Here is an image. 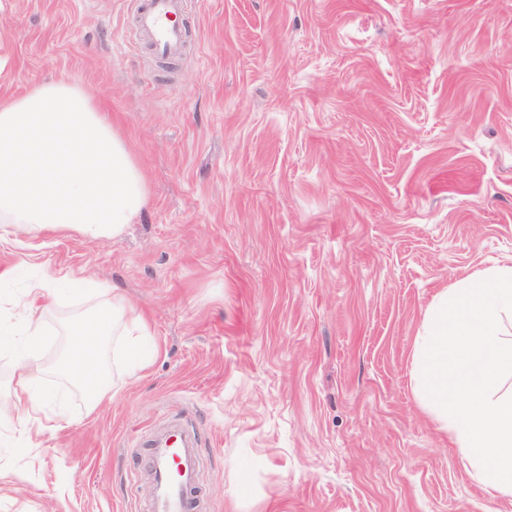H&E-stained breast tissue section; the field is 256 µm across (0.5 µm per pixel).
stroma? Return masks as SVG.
I'll return each instance as SVG.
<instances>
[{
	"label": "stroma",
	"mask_w": 512,
	"mask_h": 512,
	"mask_svg": "<svg viewBox=\"0 0 512 512\" xmlns=\"http://www.w3.org/2000/svg\"><path fill=\"white\" fill-rule=\"evenodd\" d=\"M131 0H0V101L86 89L149 189L115 239L0 242L30 278L125 288L156 347L74 419L0 422V512H145L150 433L196 429L200 512H487L410 381L422 315L512 261V0H190L161 66ZM97 301L64 291L44 314Z\"/></svg>",
	"instance_id": "1"
}]
</instances>
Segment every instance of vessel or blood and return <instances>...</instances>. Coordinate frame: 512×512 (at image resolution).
I'll list each match as a JSON object with an SVG mask.
<instances>
[{
    "label": "vessel or blood",
    "mask_w": 512,
    "mask_h": 512,
    "mask_svg": "<svg viewBox=\"0 0 512 512\" xmlns=\"http://www.w3.org/2000/svg\"><path fill=\"white\" fill-rule=\"evenodd\" d=\"M185 0H135V30L160 57L181 55L187 43L182 24ZM138 472L150 490L147 512H198V480L203 466L200 440L188 420L179 418L154 431Z\"/></svg>",
    "instance_id": "vessel-or-blood-1"
}]
</instances>
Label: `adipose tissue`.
<instances>
[{"label":"adipose tissue","instance_id":"1","mask_svg":"<svg viewBox=\"0 0 512 512\" xmlns=\"http://www.w3.org/2000/svg\"><path fill=\"white\" fill-rule=\"evenodd\" d=\"M147 202V188L125 141L78 85L41 84L0 103V231L74 232L88 241L115 238ZM103 307L63 327L60 371L96 409L109 392L93 366L109 338L133 353L147 333L132 315L123 288L90 279L76 283ZM56 291L40 281L13 297L19 327L0 322V354L14 368L11 391L0 397L18 424L42 432L37 414L64 419L65 407L46 384L41 341L47 333L40 303ZM414 389L446 431L452 448L492 501L512 502V264L464 279L440 292L425 310L413 347Z\"/></svg>","mask_w":512,"mask_h":512}]
</instances>
